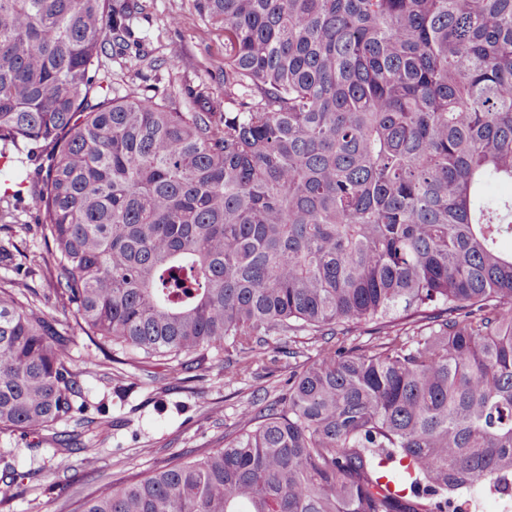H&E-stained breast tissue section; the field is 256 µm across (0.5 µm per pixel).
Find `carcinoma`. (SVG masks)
I'll return each mask as SVG.
<instances>
[{
	"label": "carcinoma",
	"mask_w": 512,
	"mask_h": 512,
	"mask_svg": "<svg viewBox=\"0 0 512 512\" xmlns=\"http://www.w3.org/2000/svg\"><path fill=\"white\" fill-rule=\"evenodd\" d=\"M224 111L101 93L140 0H0V156L29 184L61 304L99 351L204 379L289 367L224 447L78 512H458L512 480V0H192ZM191 105L181 110V102ZM405 315L396 316L398 310ZM372 326L374 335L332 341ZM72 336L0 286V431L85 405ZM21 474L0 470V505Z\"/></svg>",
	"instance_id": "1"
}]
</instances>
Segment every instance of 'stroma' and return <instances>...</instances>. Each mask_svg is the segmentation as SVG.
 Masks as SVG:
<instances>
[{
  "instance_id": "1",
  "label": "stroma",
  "mask_w": 512,
  "mask_h": 512,
  "mask_svg": "<svg viewBox=\"0 0 512 512\" xmlns=\"http://www.w3.org/2000/svg\"><path fill=\"white\" fill-rule=\"evenodd\" d=\"M145 5L136 26L155 66L133 57L106 55L99 72L103 83L139 85L159 96L180 85H201L223 98L222 33L192 16L191 0H145ZM181 13L188 14L187 24L170 26V17ZM7 242L12 257L0 263V285L33 293L37 305L73 336L70 358L79 374L81 396L101 412L66 469L56 467L52 444L36 448L31 438L19 433H0V448L10 451L9 463L28 475L0 512H73L84 496L161 467L173 455L193 457L223 447L241 402L263 399L273 379L288 375V356L272 350L255 374L242 378L229 377L219 356L201 382L173 376L156 380L132 366L122 370L123 381H116L115 363L89 356L72 314L58 300L50 266L35 259L41 251L40 226L31 197L18 201L12 223H0V244ZM88 456L94 462L90 471L83 468Z\"/></svg>"
}]
</instances>
